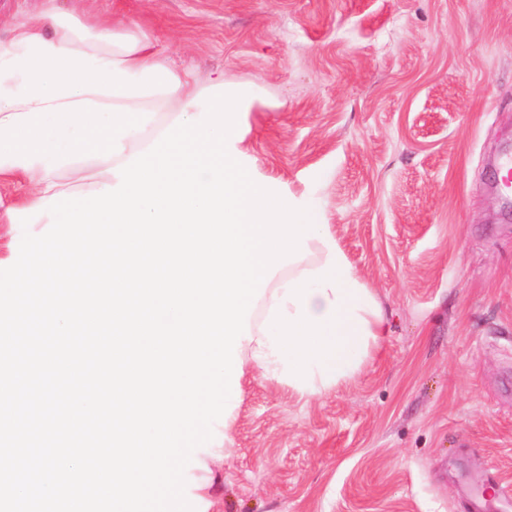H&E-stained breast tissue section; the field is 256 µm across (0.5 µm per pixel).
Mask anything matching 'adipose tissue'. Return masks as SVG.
Here are the masks:
<instances>
[{
	"mask_svg": "<svg viewBox=\"0 0 512 512\" xmlns=\"http://www.w3.org/2000/svg\"><path fill=\"white\" fill-rule=\"evenodd\" d=\"M253 91L223 81L200 90L144 33L57 10L0 38V180L24 179L37 209L16 217L69 228L110 224L112 323L164 327V388L139 360L112 357V468L105 483L149 485L154 459L174 455L198 420L232 415L248 366L317 395L351 374L384 322L324 224L316 194L295 198L242 183L237 114ZM220 146L225 163L207 161ZM319 242L324 260L275 282L262 329L254 302L274 270ZM206 400L195 397L198 386Z\"/></svg>",
	"mask_w": 512,
	"mask_h": 512,
	"instance_id": "1",
	"label": "adipose tissue"
}]
</instances>
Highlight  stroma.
I'll list each match as a JSON object with an SVG mask.
<instances>
[{"label": "stroma", "instance_id": "1", "mask_svg": "<svg viewBox=\"0 0 512 512\" xmlns=\"http://www.w3.org/2000/svg\"><path fill=\"white\" fill-rule=\"evenodd\" d=\"M141 28L238 115L246 181L316 193L386 333L303 397L246 369L228 438L185 469L202 512H512V216L491 160L512 141V0H58ZM0 185V265L24 232Z\"/></svg>", "mask_w": 512, "mask_h": 512}]
</instances>
